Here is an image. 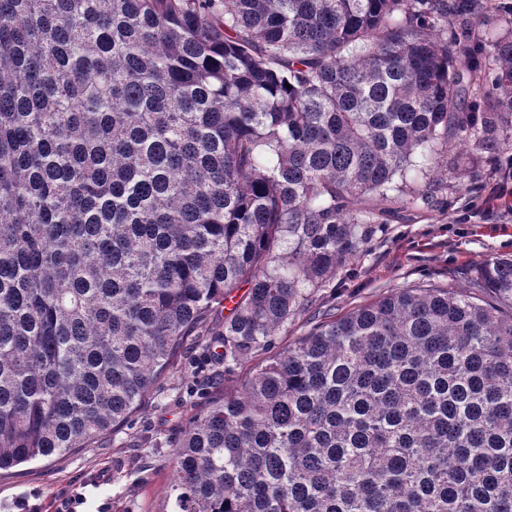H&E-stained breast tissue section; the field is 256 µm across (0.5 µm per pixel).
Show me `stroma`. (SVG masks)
<instances>
[{
    "instance_id": "35a3bbf8",
    "label": "stroma",
    "mask_w": 512,
    "mask_h": 512,
    "mask_svg": "<svg viewBox=\"0 0 512 512\" xmlns=\"http://www.w3.org/2000/svg\"><path fill=\"white\" fill-rule=\"evenodd\" d=\"M467 158L486 177L480 197L455 190L447 207L415 214L406 223L376 226L366 251L353 262L355 279H336L316 292L314 306L337 313L367 303L390 289L422 281L447 283L448 273L492 254L512 255V186L495 197L499 184L483 153ZM210 336L189 337L173 368L154 386L146 402L97 443L41 460L0 476V512H16L26 496L43 512H56L62 496L78 491L87 512H159L171 477L173 440L186 418L219 388L232 387L264 359L256 352L225 370L213 359Z\"/></svg>"
}]
</instances>
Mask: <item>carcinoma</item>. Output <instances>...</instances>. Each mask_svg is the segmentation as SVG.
I'll return each mask as SVG.
<instances>
[{"label": "carcinoma", "mask_w": 512, "mask_h": 512, "mask_svg": "<svg viewBox=\"0 0 512 512\" xmlns=\"http://www.w3.org/2000/svg\"><path fill=\"white\" fill-rule=\"evenodd\" d=\"M478 0H0V474L229 367L512 151ZM247 291L236 292L242 287ZM161 512H512V256L328 309L191 414Z\"/></svg>", "instance_id": "obj_1"}]
</instances>
